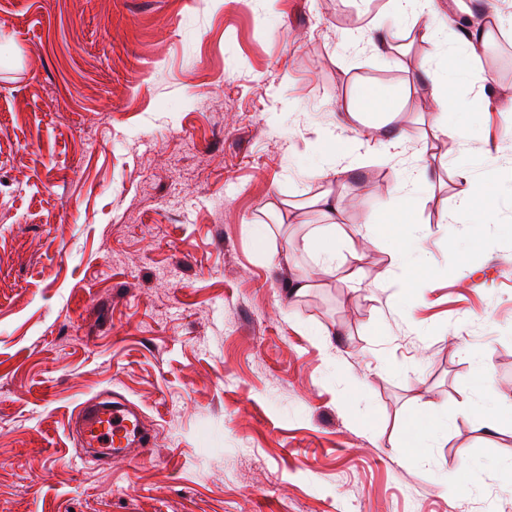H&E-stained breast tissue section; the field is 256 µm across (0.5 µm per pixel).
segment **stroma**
Listing matches in <instances>:
<instances>
[{"label": "stroma", "mask_w": 512, "mask_h": 512, "mask_svg": "<svg viewBox=\"0 0 512 512\" xmlns=\"http://www.w3.org/2000/svg\"><path fill=\"white\" fill-rule=\"evenodd\" d=\"M408 29L387 0H0V512H512V194L477 198L478 236L456 196L462 154L512 182V33L469 60ZM449 68L467 136L433 141L411 210L418 301L378 221ZM365 80L413 83L412 137L336 185L344 229L373 227L353 285L303 247L325 216L271 208L321 191V132L354 136L338 107ZM94 396L133 408L147 455L80 447ZM432 412L447 434L410 452Z\"/></svg>", "instance_id": "1"}]
</instances>
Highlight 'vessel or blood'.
Returning <instances> with one entry per match:
<instances>
[{
    "instance_id": "obj_1",
    "label": "vessel or blood",
    "mask_w": 512,
    "mask_h": 512,
    "mask_svg": "<svg viewBox=\"0 0 512 512\" xmlns=\"http://www.w3.org/2000/svg\"><path fill=\"white\" fill-rule=\"evenodd\" d=\"M132 410L119 400L86 402L80 412L78 435L82 447L109 448L120 453L144 446V434L132 433Z\"/></svg>"
}]
</instances>
